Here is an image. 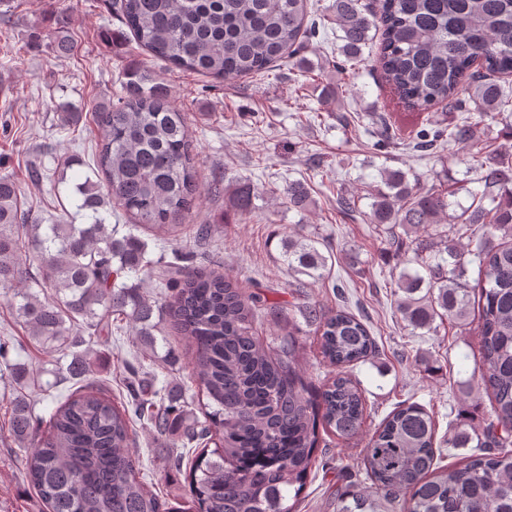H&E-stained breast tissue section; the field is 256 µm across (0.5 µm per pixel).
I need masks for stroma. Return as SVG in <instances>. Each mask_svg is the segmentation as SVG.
Masks as SVG:
<instances>
[{"label": "stroma", "instance_id": "35a3bbf8", "mask_svg": "<svg viewBox=\"0 0 512 512\" xmlns=\"http://www.w3.org/2000/svg\"><path fill=\"white\" fill-rule=\"evenodd\" d=\"M10 3V11L0 14V174L16 181L33 221L90 223V212L79 208L75 186L90 175L101 137L92 109L115 104L128 67L135 66L166 88L174 106L185 112L200 185L218 177L228 185L247 180L257 196L252 211L241 215L228 197L201 195L188 227L175 241L139 227L114 204L100 211L106 223L117 226L120 234L147 240L152 258L186 256L191 269L219 270L236 280L244 294H264L284 308L305 299L327 310L341 303L366 318L377 350L352 373L363 391L368 418L354 438L325 434L297 512H337V493L367 485L363 448L368 436L407 401L434 414L438 465L470 456V449L449 447L448 439L462 421L481 429L490 411L485 393L465 391L475 368V333L447 324L431 332L407 326L396 305V261L383 251L376 230L363 216L370 206L367 187L378 182L383 166L413 172L425 188L446 178L458 181L456 201L470 204L471 193L481 185L478 172L462 163L461 146L443 139L433 154L424 155L403 145L380 148L375 135L384 123L407 131L448 129L461 111H475L469 94H462L456 109L439 105L418 117L392 111L374 66L373 43L364 47L360 62L350 64L348 77L338 78L333 64L342 58V42L330 18L332 0H309L312 31L297 57L283 59L265 74L231 80L175 68L150 57L134 40H111L120 23L103 0ZM59 16L75 45L68 55L58 54L53 46ZM67 112L78 113V122L65 124ZM349 114L358 117V124L346 123ZM36 169L42 173L37 181L32 178ZM294 180L312 189L313 203L306 211L289 208L281 193ZM340 192L360 196L359 215L337 212ZM197 224L210 225L206 239L195 240ZM287 233L329 242L333 256L325 279L314 282L289 270L280 244ZM339 281L344 284L340 293L334 288ZM120 327L102 347L97 372L112 400L127 397L121 361L134 355L154 372L156 388H191L190 347L184 336L165 326V343L175 353L166 360L140 345L132 324L124 321ZM253 333L272 354L295 341L298 368L312 387L334 375L314 342L313 325L301 313L259 319ZM0 336L14 339L12 361L33 368L52 366L53 354L27 345L26 328L1 296ZM131 451L154 492L169 505L183 506L185 479L167 464L166 439L135 421ZM25 454L0 429V512H46L22 475Z\"/></svg>", "mask_w": 512, "mask_h": 512}]
</instances>
